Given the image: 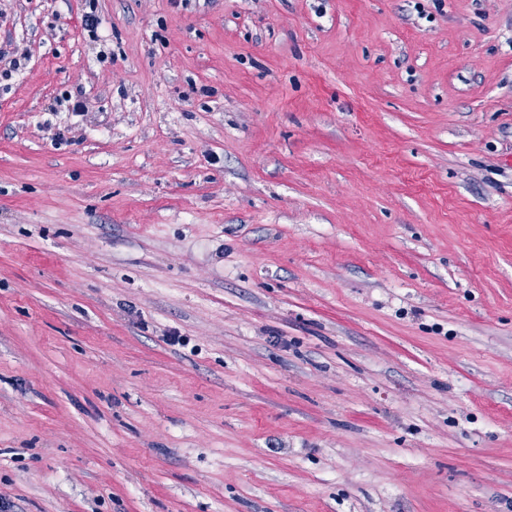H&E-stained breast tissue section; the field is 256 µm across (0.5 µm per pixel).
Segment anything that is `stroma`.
<instances>
[{
    "label": "stroma",
    "instance_id": "stroma-1",
    "mask_svg": "<svg viewBox=\"0 0 512 512\" xmlns=\"http://www.w3.org/2000/svg\"><path fill=\"white\" fill-rule=\"evenodd\" d=\"M0 505L512 512V0H0Z\"/></svg>",
    "mask_w": 512,
    "mask_h": 512
}]
</instances>
